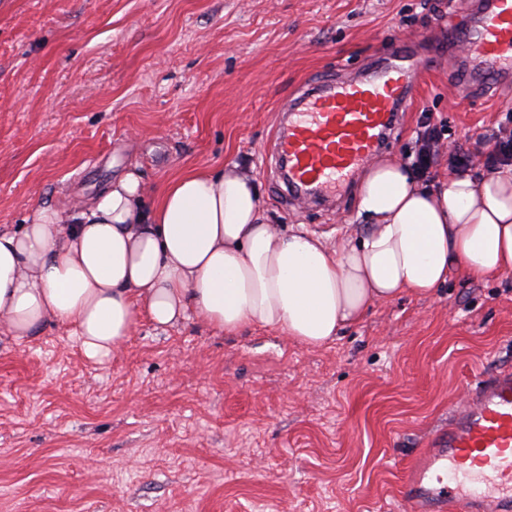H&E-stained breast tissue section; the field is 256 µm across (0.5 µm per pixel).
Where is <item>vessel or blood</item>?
<instances>
[{"instance_id":"1","label":"vessel or blood","mask_w":512,"mask_h":512,"mask_svg":"<svg viewBox=\"0 0 512 512\" xmlns=\"http://www.w3.org/2000/svg\"><path fill=\"white\" fill-rule=\"evenodd\" d=\"M448 64L465 84L512 87V0H476ZM420 62L397 45L361 75L309 83L284 107L272 143L291 200L336 197L383 150L414 98ZM400 497L411 512H512V369L477 381L428 451L407 468Z\"/></svg>"}]
</instances>
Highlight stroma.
Instances as JSON below:
<instances>
[{
	"label": "stroma",
	"mask_w": 512,
	"mask_h": 512,
	"mask_svg": "<svg viewBox=\"0 0 512 512\" xmlns=\"http://www.w3.org/2000/svg\"><path fill=\"white\" fill-rule=\"evenodd\" d=\"M458 0H0V231L93 199L130 168L157 187L197 168L257 177L270 223L331 242L367 228L281 206L269 148L306 84L420 41L412 106L386 154L414 164L430 110L486 172L512 91L448 68ZM512 369V272L452 269L429 297L375 305L336 342L140 320L104 363L69 327L0 333V512H407L409 461L479 378Z\"/></svg>",
	"instance_id": "stroma-1"
}]
</instances>
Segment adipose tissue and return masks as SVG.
I'll use <instances>...</instances> for the list:
<instances>
[{
    "label": "adipose tissue",
    "mask_w": 512,
    "mask_h": 512,
    "mask_svg": "<svg viewBox=\"0 0 512 512\" xmlns=\"http://www.w3.org/2000/svg\"><path fill=\"white\" fill-rule=\"evenodd\" d=\"M144 195L129 171L91 201L42 206L0 231V331L21 342L63 324L99 363L142 315L162 327L195 316L227 334L274 330L317 349L370 306L433 295L452 268L512 271V168L436 188L372 159L359 187L369 229L338 246L268 224L235 164L171 179L153 208Z\"/></svg>",
    "instance_id": "obj_1"
}]
</instances>
